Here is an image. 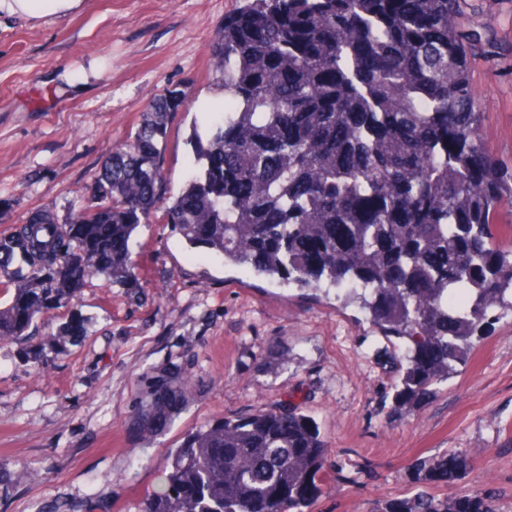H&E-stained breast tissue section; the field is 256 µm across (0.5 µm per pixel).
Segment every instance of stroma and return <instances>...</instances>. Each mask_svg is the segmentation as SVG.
I'll return each instance as SVG.
<instances>
[{
	"instance_id": "1",
	"label": "stroma",
	"mask_w": 512,
	"mask_h": 512,
	"mask_svg": "<svg viewBox=\"0 0 512 512\" xmlns=\"http://www.w3.org/2000/svg\"><path fill=\"white\" fill-rule=\"evenodd\" d=\"M485 91L487 145L512 166V0H467ZM237 0H84L67 17L0 18V230L28 212L66 217L115 145L166 87L189 108L168 127L164 170L179 189L203 104L220 88L208 54ZM140 286L93 278L28 336L0 341V512H141L171 448L207 422L295 398L330 449L312 512H375L418 488L416 463L453 450L459 484L500 490L512 512V312L490 321L466 366L412 414L385 418L375 338L335 296L228 271L163 219L139 227ZM83 316L92 336L59 333ZM52 346L41 372L27 358ZM187 377L174 421L150 439L131 425L153 377Z\"/></svg>"
}]
</instances>
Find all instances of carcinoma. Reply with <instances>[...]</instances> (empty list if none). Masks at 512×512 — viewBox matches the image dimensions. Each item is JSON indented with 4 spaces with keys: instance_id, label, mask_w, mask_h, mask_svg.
Segmentation results:
<instances>
[{
    "instance_id": "1",
    "label": "carcinoma",
    "mask_w": 512,
    "mask_h": 512,
    "mask_svg": "<svg viewBox=\"0 0 512 512\" xmlns=\"http://www.w3.org/2000/svg\"><path fill=\"white\" fill-rule=\"evenodd\" d=\"M467 0H240L209 47L224 103L194 133L185 185L164 157L184 89H166L113 148L65 220L41 208L0 232V341L105 275L138 287V226L156 214L224 266L346 294L372 332L395 339L389 415L420 405L467 363L489 319L512 311V170L488 149L471 81ZM455 75L448 84V73ZM395 187V192L388 191ZM96 235L105 266L87 248ZM430 285L421 297L418 285ZM76 317L60 334L89 333ZM189 379H154L134 423L155 436ZM329 448L300 406L279 402L202 425L172 449L142 512H310ZM472 460L416 464L420 489L376 512H498V494L440 497Z\"/></svg>"
}]
</instances>
